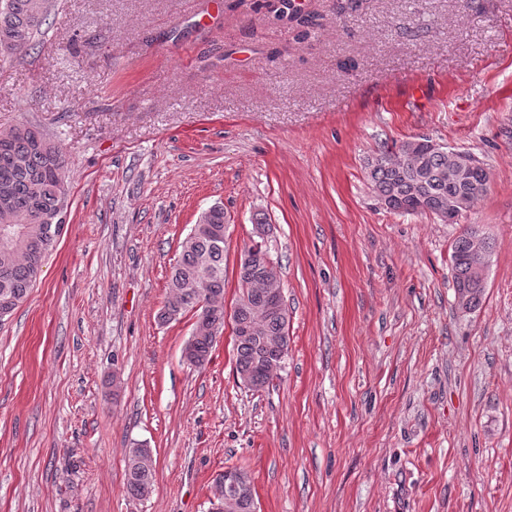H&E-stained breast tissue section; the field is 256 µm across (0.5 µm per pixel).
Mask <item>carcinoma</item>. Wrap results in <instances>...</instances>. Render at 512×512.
<instances>
[{
  "label": "carcinoma",
  "instance_id": "obj_1",
  "mask_svg": "<svg viewBox=\"0 0 512 512\" xmlns=\"http://www.w3.org/2000/svg\"><path fill=\"white\" fill-rule=\"evenodd\" d=\"M49 0H0V49L13 58L27 55L41 32ZM448 150L434 149L426 138H413L383 147L368 162V179L378 201L398 214H425L445 221L448 199L464 197L467 208L483 197L490 175L484 162L475 159L467 179L448 177ZM69 175L61 147L36 126L18 124L0 129V302L8 298L16 309L40 278L43 262L55 242L46 239L44 225L65 206ZM224 206L204 210L181 243L173 266L167 297L159 322L169 324L187 313L195 317L183 360L201 369L209 363L216 339L224 330ZM491 239L469 226L452 247L453 288L459 305L477 308L484 294L474 268L492 255ZM263 246L253 244L240 254V295L232 310L234 324L252 329L234 330L235 371L240 384L252 391L268 387L288 357V307H275L269 297L282 287L281 266L267 268ZM204 301L208 308H196ZM231 475L244 501L240 512H256L247 473L227 467L214 479L216 500L231 490ZM151 451L135 443L127 451L126 488L138 500L153 491Z\"/></svg>",
  "mask_w": 512,
  "mask_h": 512
}]
</instances>
